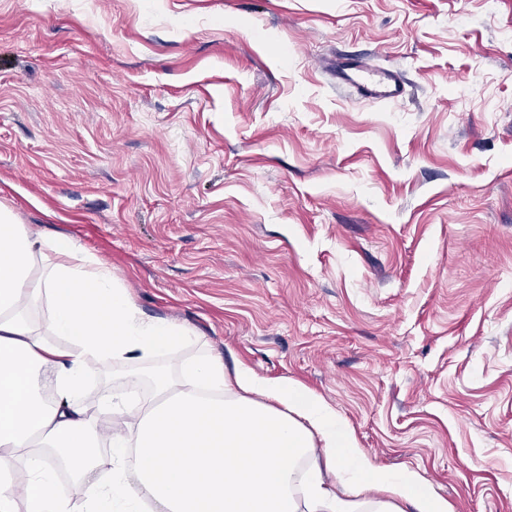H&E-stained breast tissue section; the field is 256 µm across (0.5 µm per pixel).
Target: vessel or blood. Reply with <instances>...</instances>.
<instances>
[{"instance_id": "obj_1", "label": "vessel or blood", "mask_w": 512, "mask_h": 512, "mask_svg": "<svg viewBox=\"0 0 512 512\" xmlns=\"http://www.w3.org/2000/svg\"><path fill=\"white\" fill-rule=\"evenodd\" d=\"M336 77L358 96L378 102L400 101L407 93V82L398 72L364 59L344 58L336 66Z\"/></svg>"}]
</instances>
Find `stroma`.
<instances>
[{"label": "stroma", "mask_w": 512, "mask_h": 512, "mask_svg": "<svg viewBox=\"0 0 512 512\" xmlns=\"http://www.w3.org/2000/svg\"><path fill=\"white\" fill-rule=\"evenodd\" d=\"M409 94L336 87L341 55ZM0 203L336 408L374 465L512 512V0H0Z\"/></svg>", "instance_id": "obj_1"}]
</instances>
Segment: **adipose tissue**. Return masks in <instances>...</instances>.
<instances>
[{
  "mask_svg": "<svg viewBox=\"0 0 512 512\" xmlns=\"http://www.w3.org/2000/svg\"><path fill=\"white\" fill-rule=\"evenodd\" d=\"M49 251L79 259L38 267ZM41 303L65 347L47 345L25 316ZM192 335L142 319L109 266L0 205V460L25 459L22 471L0 470V512H454L416 471L375 466L321 397L218 357L182 379L158 377L121 431L111 409L87 419V355L145 362Z\"/></svg>",
  "mask_w": 512,
  "mask_h": 512,
  "instance_id": "ef3b65f1",
  "label": "adipose tissue"
}]
</instances>
